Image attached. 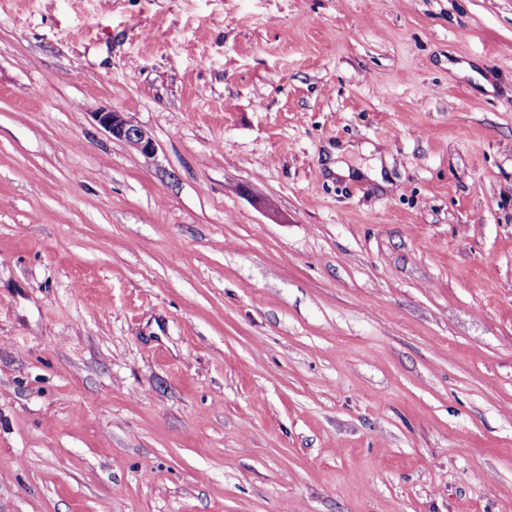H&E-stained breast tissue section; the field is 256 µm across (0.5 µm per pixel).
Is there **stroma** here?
<instances>
[{
	"label": "stroma",
	"instance_id": "stroma-1",
	"mask_svg": "<svg viewBox=\"0 0 512 512\" xmlns=\"http://www.w3.org/2000/svg\"><path fill=\"white\" fill-rule=\"evenodd\" d=\"M0 512H512V0H0ZM93 117L113 139L127 144L145 158L156 155V143L151 133L143 126L134 124L124 113L103 108L93 112Z\"/></svg>",
	"mask_w": 512,
	"mask_h": 512
}]
</instances>
